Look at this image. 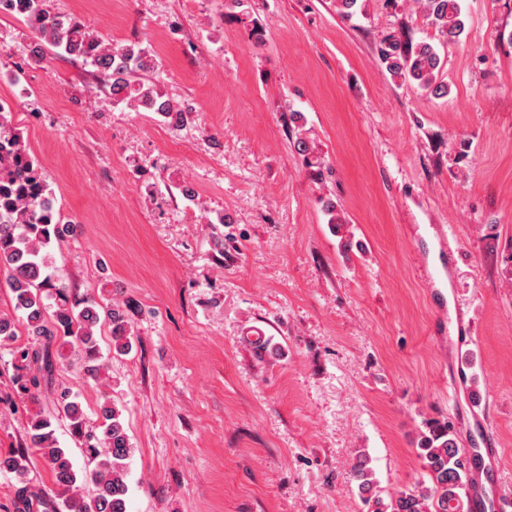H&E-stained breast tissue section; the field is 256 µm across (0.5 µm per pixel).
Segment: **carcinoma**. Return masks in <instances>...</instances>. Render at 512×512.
Masks as SVG:
<instances>
[{
  "label": "carcinoma",
  "mask_w": 512,
  "mask_h": 512,
  "mask_svg": "<svg viewBox=\"0 0 512 512\" xmlns=\"http://www.w3.org/2000/svg\"><path fill=\"white\" fill-rule=\"evenodd\" d=\"M420 11L446 42L464 31L458 0H415ZM0 12L25 19L39 42L31 51L36 63L47 60V50L80 58L110 84L112 97L137 111L154 112L173 125L184 123L186 110L163 98L144 78L156 70L149 51L135 45L108 46L88 31L76 17L53 13L46 0H0ZM378 56L395 79L417 84L430 95H448L439 79L442 59L434 45L389 34L379 43ZM78 225L55 208L37 160L22 144L0 106V266L9 271L13 316L0 315V342L13 343L24 325L27 340L16 347L15 382L20 394L35 397L58 366L78 352L87 371L100 370L96 328L101 316L112 324V347L118 354L129 350L130 337L124 314L102 305L92 296L78 297L64 279L50 271L49 250L75 235ZM57 410L70 422L72 435L95 464L94 493L84 495L78 485L69 452L58 445L51 417L36 414L26 424L27 447L38 451L53 476L55 498L33 501L23 487L27 457L23 451L0 454V472L12 473L19 488L20 512H127V460L131 448L116 408L108 401L99 406L97 421L90 422L79 402L63 389ZM418 457L425 480L384 499L376 489L367 459L358 457L352 467L359 494L368 512H457L467 486L469 468L448 425L430 420L418 442Z\"/></svg>",
  "instance_id": "1"
}]
</instances>
